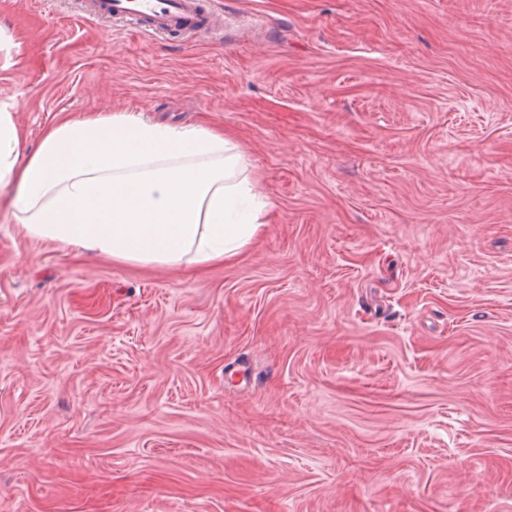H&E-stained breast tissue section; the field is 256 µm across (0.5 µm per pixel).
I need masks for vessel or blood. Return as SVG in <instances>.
Instances as JSON below:
<instances>
[{
    "instance_id": "b4317fda",
    "label": "vessel or blood",
    "mask_w": 512,
    "mask_h": 512,
    "mask_svg": "<svg viewBox=\"0 0 512 512\" xmlns=\"http://www.w3.org/2000/svg\"><path fill=\"white\" fill-rule=\"evenodd\" d=\"M87 12L152 39L189 42L224 28L223 18L207 14L203 0H91Z\"/></svg>"
}]
</instances>
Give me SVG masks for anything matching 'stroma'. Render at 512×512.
I'll return each instance as SVG.
<instances>
[{"label":"stroma","instance_id":"1","mask_svg":"<svg viewBox=\"0 0 512 512\" xmlns=\"http://www.w3.org/2000/svg\"><path fill=\"white\" fill-rule=\"evenodd\" d=\"M146 41L0 0L38 146L223 130L273 220L198 272L0 215V512H512V0H206Z\"/></svg>","mask_w":512,"mask_h":512}]
</instances>
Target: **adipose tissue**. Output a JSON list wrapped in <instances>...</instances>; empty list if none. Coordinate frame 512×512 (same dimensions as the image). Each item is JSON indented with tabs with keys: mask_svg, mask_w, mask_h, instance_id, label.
Returning <instances> with one entry per match:
<instances>
[{
	"mask_svg": "<svg viewBox=\"0 0 512 512\" xmlns=\"http://www.w3.org/2000/svg\"><path fill=\"white\" fill-rule=\"evenodd\" d=\"M22 139L0 106L10 215L27 236L74 254L200 271L238 258L270 222L247 157L223 131L94 112L57 120L24 161Z\"/></svg>",
	"mask_w": 512,
	"mask_h": 512,
	"instance_id": "1",
	"label": "adipose tissue"
}]
</instances>
